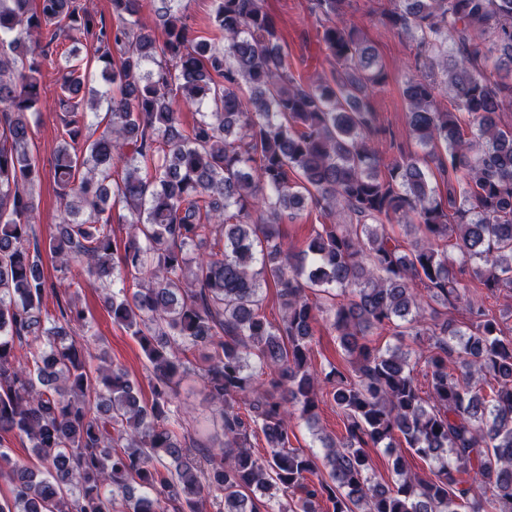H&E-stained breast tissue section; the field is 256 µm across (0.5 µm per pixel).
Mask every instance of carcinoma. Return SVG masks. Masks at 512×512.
I'll return each instance as SVG.
<instances>
[{
	"label": "carcinoma",
	"instance_id": "obj_1",
	"mask_svg": "<svg viewBox=\"0 0 512 512\" xmlns=\"http://www.w3.org/2000/svg\"><path fill=\"white\" fill-rule=\"evenodd\" d=\"M157 2L160 39L140 21L143 0H111L109 27L79 0H0V434L27 438L41 465L0 449V512H202L208 499L217 512H512V309L482 301L484 289L512 290V125L501 120L512 112V0H392L381 13L417 43L424 76L406 83V124L446 152L444 200L425 160L383 161L372 99L387 74L360 28L332 22L346 0H312L335 66L309 83L290 72L263 0H213L209 37L181 0ZM94 62L107 104L95 123ZM47 64L66 135L48 250L57 278L73 286L80 266L138 340L146 403L125 369L77 341L92 329L78 295L44 307L30 140ZM183 104L208 111L187 125ZM307 204L330 222L295 254L279 224ZM115 218L128 228L118 258ZM393 222L414 231L410 246L386 231ZM451 237L456 260L441 248ZM459 264L478 286L462 283ZM271 284L277 324L261 313ZM321 321L348 372L313 368ZM395 322L426 341L413 352L366 342ZM190 375L223 430L205 455L175 401ZM326 399L343 414L342 440L319 437L321 457L288 447L291 415L312 427ZM397 435L432 477L397 454L394 485L378 481L367 449L391 451Z\"/></svg>",
	"mask_w": 512,
	"mask_h": 512
}]
</instances>
